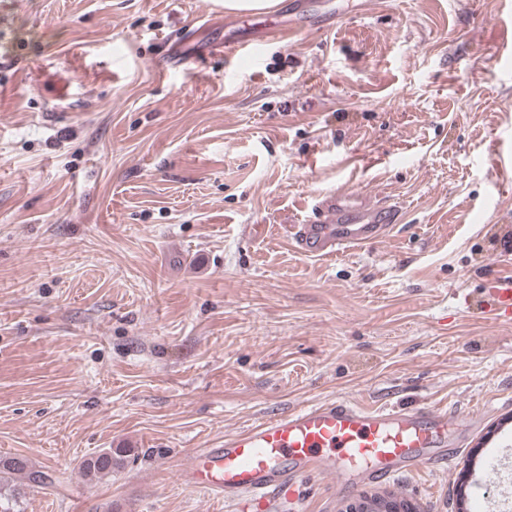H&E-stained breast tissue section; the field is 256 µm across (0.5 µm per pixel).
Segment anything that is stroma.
I'll list each match as a JSON object with an SVG mask.
<instances>
[{"mask_svg":"<svg viewBox=\"0 0 512 512\" xmlns=\"http://www.w3.org/2000/svg\"><path fill=\"white\" fill-rule=\"evenodd\" d=\"M332 2L334 29L257 66L214 51L224 0H0V459L54 478L19 512H232L182 485L193 453L336 397L512 412V320L477 302L512 277L505 0ZM349 186L402 224L296 252L315 196ZM104 448L129 454L87 481ZM475 451L305 477L273 512H459Z\"/></svg>","mask_w":512,"mask_h":512,"instance_id":"obj_1","label":"stroma"}]
</instances>
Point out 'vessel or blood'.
Wrapping results in <instances>:
<instances>
[{"label":"vessel or blood","instance_id":"vessel-or-blood-1","mask_svg":"<svg viewBox=\"0 0 512 512\" xmlns=\"http://www.w3.org/2000/svg\"><path fill=\"white\" fill-rule=\"evenodd\" d=\"M290 13L293 22L284 23L278 33L285 43L308 28L306 0H293ZM223 24L226 51L261 61L266 40L245 34L239 15H225ZM402 221L399 205L349 187L319 194L312 217L297 225L293 240L304 256H334L381 242ZM482 296L485 314L512 315V277L498 278ZM476 421L470 414L452 421L433 409L367 410L339 397L225 435L216 447L196 450L180 479L194 489L234 496L235 512H267L272 500L295 495L299 478L310 472L388 476L420 469L437 449L456 453ZM468 479L475 494L496 484L495 495L487 500L489 512H503L512 504V421L489 432Z\"/></svg>","mask_w":512,"mask_h":512}]
</instances>
